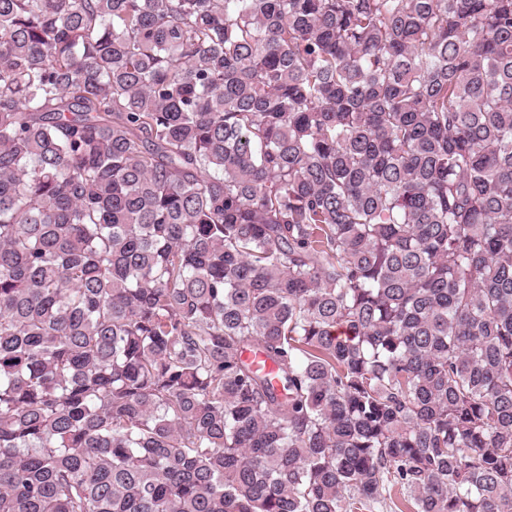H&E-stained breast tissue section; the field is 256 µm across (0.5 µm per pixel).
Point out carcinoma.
Instances as JSON below:
<instances>
[{
    "mask_svg": "<svg viewBox=\"0 0 512 512\" xmlns=\"http://www.w3.org/2000/svg\"><path fill=\"white\" fill-rule=\"evenodd\" d=\"M396 487L512 512V0H0V512Z\"/></svg>",
    "mask_w": 512,
    "mask_h": 512,
    "instance_id": "1",
    "label": "carcinoma"
}]
</instances>
